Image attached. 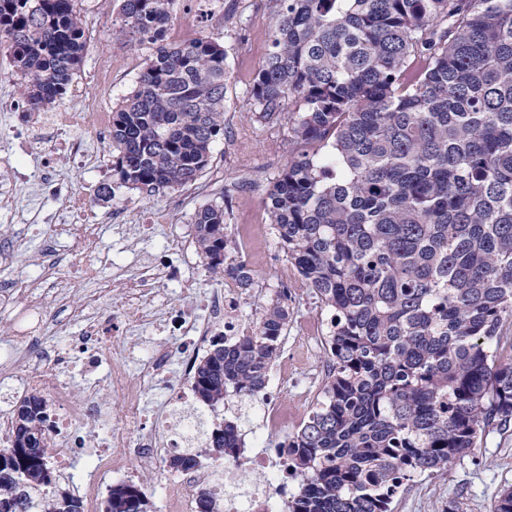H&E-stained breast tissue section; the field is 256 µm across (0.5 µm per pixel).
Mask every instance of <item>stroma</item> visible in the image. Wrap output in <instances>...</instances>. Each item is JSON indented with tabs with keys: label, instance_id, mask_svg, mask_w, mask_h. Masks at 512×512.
<instances>
[{
	"label": "stroma",
	"instance_id": "obj_1",
	"mask_svg": "<svg viewBox=\"0 0 512 512\" xmlns=\"http://www.w3.org/2000/svg\"><path fill=\"white\" fill-rule=\"evenodd\" d=\"M227 20L214 23L196 0H178L175 10L197 16L191 37L216 38L227 50L231 79L224 112V136L213 145L212 160L203 173L209 181L210 197H223L225 232L234 235L237 226L269 223L264 201L279 172L292 156L291 133L287 121L267 123L259 119L249 104L252 77L269 47V32L277 20L273 0H216ZM120 26V11L112 9L97 30L86 33L88 53L75 75L69 102L81 98L97 99L99 109L111 111L134 86L138 67L144 66L150 53L148 44L132 45L115 37ZM125 56L136 64L134 70L116 72L111 95H100L90 77L106 63V51ZM95 167L75 168L64 154L50 155L46 144L34 143L26 157L29 170H37L46 161H53L64 175L65 183L74 191L91 198L97 213L118 208H135L143 212L166 210L174 224L191 223L193 210H176L170 203L173 192L147 196L125 187L112 175L110 143L100 142ZM107 187L106 199H97L99 187ZM48 227L41 216H31L26 224L0 223V237L8 240L12 260L9 269L1 271L0 279L20 278L35 264L50 260L75 265L79 255L67 247L57 252L46 251L44 242ZM512 487V432H486L479 448L463 460L454 462L447 472L434 478L418 477L409 481L399 493L394 512H448L457 505L459 512H490L492 503L503 489Z\"/></svg>",
	"mask_w": 512,
	"mask_h": 512
}]
</instances>
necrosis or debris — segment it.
Listing matches in <instances>:
<instances>
[{"label": "necrosis or debris", "instance_id": "4bbe7bcc", "mask_svg": "<svg viewBox=\"0 0 512 512\" xmlns=\"http://www.w3.org/2000/svg\"><path fill=\"white\" fill-rule=\"evenodd\" d=\"M109 116L92 109L90 101L64 105L51 112H35L26 118L21 133L31 142L53 140L61 152L87 165L94 148L104 140ZM25 159L12 136L0 134V170L8 179L0 182V213L22 220L13 187L25 179ZM48 238L81 252L85 261L81 277L99 281L96 295L70 308L66 320L42 299L41 290L67 287L56 262L37 265L28 275L0 282V311H11L25 299L27 312L17 323L9 343L0 345V445H6L13 418V400L19 392H42L59 409L57 431L49 453L61 476L75 484L84 512H99L105 491L116 484L138 483L141 473H153L161 512H196L200 491L223 497L224 512H288V465L267 452L270 438L288 425V410L271 398H263L259 412L263 430L248 447L232 454L215 455L209 468L170 471L171 452L195 447L194 426L184 416L188 386L194 367L211 336H239L252 331L262 308L250 314L241 310L242 289L235 276L218 287L205 285L202 271L183 272L177 257L194 246L190 225L169 226L162 212L139 214L133 209L94 215L86 199L65 193L61 205L44 218ZM130 224L137 237L157 234L167 254L165 260L141 268L125 282L120 293L100 282L104 269L120 268L122 259L102 244L103 224ZM190 299L191 306L170 315H160L158 306L170 296ZM78 326V341L60 337L63 324ZM136 336L141 354L129 360L109 354V336ZM36 360L24 377L13 372L25 353ZM79 376L83 394L74 397L71 378ZM172 386L165 399L166 411L154 413L146 395L163 381ZM121 401L120 415H113L106 397ZM97 431L92 445L80 446L77 435L87 422ZM259 474L258 482L243 487V473Z\"/></svg>", "mask_w": 512, "mask_h": 512}]
</instances>
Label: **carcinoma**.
<instances>
[{"instance_id": "cac0c4a2", "label": "carcinoma", "mask_w": 512, "mask_h": 512, "mask_svg": "<svg viewBox=\"0 0 512 512\" xmlns=\"http://www.w3.org/2000/svg\"><path fill=\"white\" fill-rule=\"evenodd\" d=\"M78 0H0V48L27 75L29 111L63 100L87 51ZM177 0H120L122 32L155 44L112 110V172L154 195L196 183L224 135L227 52L161 34ZM250 105L288 117L297 155L265 204L272 229L327 313L333 364L301 428L276 442L298 490L290 512H393L398 491L512 429V0H275ZM206 269L225 265L224 203L195 212ZM288 291L247 336L215 337L192 390L218 411L266 388L288 330ZM51 404L16 408L0 448V512H83L53 486ZM214 416L209 447H238ZM207 450L171 456L196 468ZM136 485L105 512H150Z\"/></svg>"}]
</instances>
